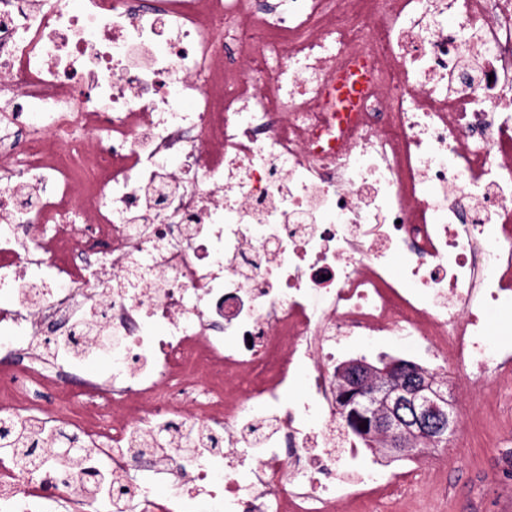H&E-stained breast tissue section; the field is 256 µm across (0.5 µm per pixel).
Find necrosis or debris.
<instances>
[{
  "mask_svg": "<svg viewBox=\"0 0 512 512\" xmlns=\"http://www.w3.org/2000/svg\"><path fill=\"white\" fill-rule=\"evenodd\" d=\"M0 287V421L92 447L0 466V512H108L92 472L127 512L408 501L336 423V356L419 337L512 375L484 322L512 311V0H0ZM177 417L223 447L129 477Z\"/></svg>",
  "mask_w": 512,
  "mask_h": 512,
  "instance_id": "obj_1",
  "label": "necrosis or debris"
}]
</instances>
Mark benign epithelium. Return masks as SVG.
I'll list each match as a JSON object with an SVG mask.
<instances>
[{
  "mask_svg": "<svg viewBox=\"0 0 512 512\" xmlns=\"http://www.w3.org/2000/svg\"><path fill=\"white\" fill-rule=\"evenodd\" d=\"M380 362L377 367L359 357L336 367V412L387 454L411 452L421 441L429 447L447 444L459 417L429 372L405 359L385 356Z\"/></svg>",
  "mask_w": 512,
  "mask_h": 512,
  "instance_id": "obj_1",
  "label": "benign epithelium"
}]
</instances>
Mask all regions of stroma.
<instances>
[{
    "label": "stroma",
    "mask_w": 512,
    "mask_h": 512,
    "mask_svg": "<svg viewBox=\"0 0 512 512\" xmlns=\"http://www.w3.org/2000/svg\"><path fill=\"white\" fill-rule=\"evenodd\" d=\"M414 361L437 373L448 386V399L459 416V428L446 448L381 464L369 449L361 454L371 473L413 468L425 484L426 512H512V384L484 381L468 384L455 367L440 368L422 340L383 342L373 337L341 353V360L380 357Z\"/></svg>",
    "instance_id": "1"
}]
</instances>
